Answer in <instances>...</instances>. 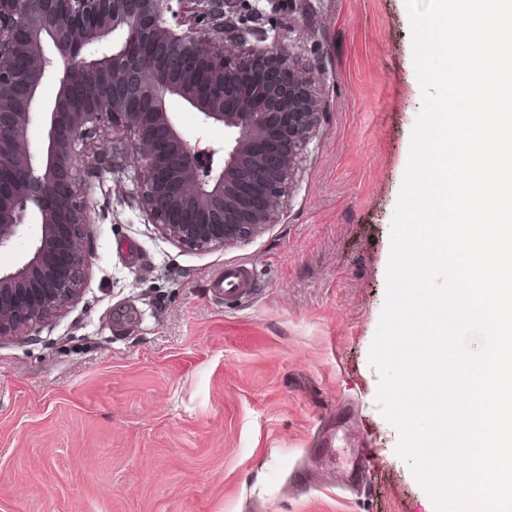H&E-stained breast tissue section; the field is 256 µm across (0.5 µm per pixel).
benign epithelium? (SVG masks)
I'll return each instance as SVG.
<instances>
[{
	"label": "benign epithelium",
	"mask_w": 512,
	"mask_h": 512,
	"mask_svg": "<svg viewBox=\"0 0 512 512\" xmlns=\"http://www.w3.org/2000/svg\"><path fill=\"white\" fill-rule=\"evenodd\" d=\"M262 1L276 4L254 0L242 18L237 0H0V249L40 226L30 255L0 272V341L80 298L89 219L78 187L97 132L135 144L143 208L176 243L233 246L275 223L321 105L312 66L265 26ZM171 97L200 129L224 126V144L186 139Z\"/></svg>",
	"instance_id": "benign-epithelium-1"
}]
</instances>
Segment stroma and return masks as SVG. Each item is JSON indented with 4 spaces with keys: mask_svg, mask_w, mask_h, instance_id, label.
I'll list each match as a JSON object with an SVG mask.
<instances>
[{
    "mask_svg": "<svg viewBox=\"0 0 512 512\" xmlns=\"http://www.w3.org/2000/svg\"><path fill=\"white\" fill-rule=\"evenodd\" d=\"M323 114L276 224L208 251L87 170L80 301L0 341V512H436L368 359L421 106L405 0H278ZM253 273L224 299L225 266Z\"/></svg>",
    "mask_w": 512,
    "mask_h": 512,
    "instance_id": "35a3bbf8",
    "label": "stroma"
}]
</instances>
